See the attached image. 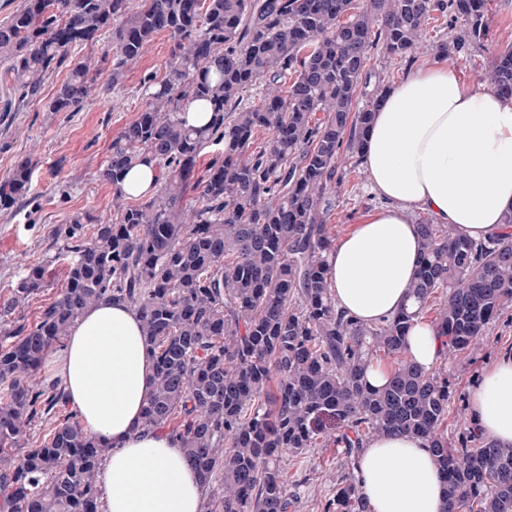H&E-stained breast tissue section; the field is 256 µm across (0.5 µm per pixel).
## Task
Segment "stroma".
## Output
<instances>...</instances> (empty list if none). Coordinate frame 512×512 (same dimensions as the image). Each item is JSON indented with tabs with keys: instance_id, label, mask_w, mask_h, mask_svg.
Listing matches in <instances>:
<instances>
[{
	"instance_id": "stroma-1",
	"label": "stroma",
	"mask_w": 512,
	"mask_h": 512,
	"mask_svg": "<svg viewBox=\"0 0 512 512\" xmlns=\"http://www.w3.org/2000/svg\"><path fill=\"white\" fill-rule=\"evenodd\" d=\"M104 44L77 50L76 58L91 57L98 62L97 83L109 85L107 94H94L82 111L46 112L45 104L63 82V74L45 81L41 92L22 112L17 113L8 130H0V176L7 174L15 161L35 153L32 186L27 199L17 208L0 210V302L15 287L26 266L53 260L60 247L51 234L75 214L94 219H110V184L100 172L109 155L112 139L145 106L141 80L148 73H162L170 53L166 35H157L139 65L128 72L121 84H113L112 70L103 60ZM367 185L363 168H356L336 201L326 222L339 235L356 224L363 212L379 205ZM512 350V305L489 327L481 348L471 355L444 357L439 372L451 385L448 405L449 440H456L467 421V392L501 352ZM339 448H309L301 455L284 459L288 479L306 478L305 491L296 512H322L326 500L336 491V476L341 472Z\"/></svg>"
}]
</instances>
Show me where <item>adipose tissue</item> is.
Listing matches in <instances>:
<instances>
[{
	"label": "adipose tissue",
	"mask_w": 512,
	"mask_h": 512,
	"mask_svg": "<svg viewBox=\"0 0 512 512\" xmlns=\"http://www.w3.org/2000/svg\"><path fill=\"white\" fill-rule=\"evenodd\" d=\"M362 164L381 204L336 240L325 261L337 309L373 326L406 304L419 268L413 212L475 241L503 232L512 211V98L460 81L445 60L408 71L373 114ZM444 352L436 327L415 319L407 359L431 371ZM45 372L84 427L111 447L97 477L103 512H202L204 484L180 443L142 422L154 359L137 309L106 298L85 310L50 352ZM466 405L478 434L512 447V351L483 371ZM356 479L369 512L445 510L437 461L423 438L368 439Z\"/></svg>",
	"instance_id": "1"
}]
</instances>
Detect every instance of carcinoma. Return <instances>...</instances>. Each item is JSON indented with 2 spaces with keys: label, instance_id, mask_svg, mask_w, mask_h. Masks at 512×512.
I'll list each match as a JSON object with an SVG mask.
<instances>
[{
  "label": "carcinoma",
  "instance_id": "1",
  "mask_svg": "<svg viewBox=\"0 0 512 512\" xmlns=\"http://www.w3.org/2000/svg\"><path fill=\"white\" fill-rule=\"evenodd\" d=\"M24 0L0 22V115L17 112L47 77L67 70L46 111L80 112L97 75L74 59L111 34L104 58L117 86L160 33L162 77L143 78L145 108L112 139L101 171L112 220L90 234L75 215L54 231L69 253L64 286L25 321L49 287L29 268L0 303V512H102L97 473L108 445L69 412L32 443V429L65 409L36 375L51 348L96 301L138 309L155 358L143 424L181 443L205 482L202 512H289L283 454L319 443L342 449L343 472L323 512H367L355 471L364 439L413 434L433 448L447 485L446 512H512V447L463 426L451 444L450 384L403 354L412 321L435 305L447 354L478 348L512 303L508 231L474 242L447 224L419 222L421 263L403 309L370 328L336 311L324 253V218L345 182L339 159L359 165L385 92L371 83L370 51L412 64L429 50L450 60L494 47L490 0ZM444 18L456 35L426 45ZM496 48V47H494ZM485 78L512 97V45L496 48ZM211 113L188 124L190 106ZM270 134L254 146L258 132ZM219 146L205 165V148ZM158 188L132 204L125 172L145 157ZM34 161L0 178V210L27 198ZM394 359L373 388L365 372Z\"/></svg>",
  "mask_w": 512,
  "mask_h": 512
}]
</instances>
